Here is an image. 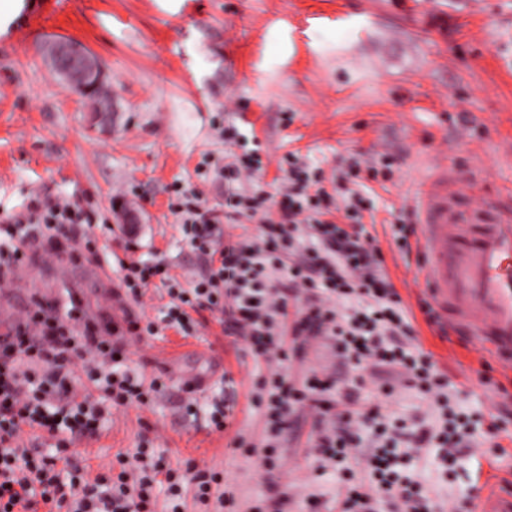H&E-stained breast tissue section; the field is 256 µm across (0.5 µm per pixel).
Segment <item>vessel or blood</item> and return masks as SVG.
Masks as SVG:
<instances>
[{"mask_svg":"<svg viewBox=\"0 0 512 512\" xmlns=\"http://www.w3.org/2000/svg\"><path fill=\"white\" fill-rule=\"evenodd\" d=\"M425 286L438 310L461 333L484 338L512 361V221L493 205L478 212L460 207L438 181L421 216ZM477 512H512V497L474 491Z\"/></svg>","mask_w":512,"mask_h":512,"instance_id":"vessel-or-blood-1","label":"vessel or blood"}]
</instances>
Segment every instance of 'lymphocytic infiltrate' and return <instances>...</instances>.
I'll list each match as a JSON object with an SVG mask.
<instances>
[{"label":"lymphocytic infiltrate","mask_w":512,"mask_h":512,"mask_svg":"<svg viewBox=\"0 0 512 512\" xmlns=\"http://www.w3.org/2000/svg\"><path fill=\"white\" fill-rule=\"evenodd\" d=\"M224 144L226 161L214 170L224 184L223 216L180 188L170 203L185 241L205 263L191 287L180 285L166 261L124 262L112 294L121 320H87L81 300L66 294L35 302L0 341V512H183L189 486L210 512H237L223 472L162 468L148 435L92 479L65 452L97 435L113 409L145 405L158 388L130 366V340L170 329L192 335V315L204 309L223 315L225 335L267 366L256 397L262 435L250 448L269 486L257 512H290L278 477L285 437L304 413L314 419L308 455L319 468L344 473L340 512H472L468 499L440 508L404 465L434 448L438 467L448 470L460 449L483 447L486 436L451 406L447 379L416 344L382 250L362 227L371 201L354 183L364 160L345 158L326 187L318 169L289 155L274 202L249 187L264 164L258 151H246L245 135L227 126ZM246 221L261 225L259 236L223 241L224 224ZM5 233L4 271L36 252L78 260L77 244L91 239L94 227L76 205L56 199L7 220ZM155 283L169 297L156 321L134 309ZM319 350L327 364L290 376L291 361ZM404 387L425 396L429 419L391 413ZM28 429L54 440L55 453L28 448Z\"/></svg>","instance_id":"lymphocytic-infiltrate-1"}]
</instances>
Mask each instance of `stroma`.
Masks as SVG:
<instances>
[{
    "label": "stroma",
    "instance_id": "stroma-1",
    "mask_svg": "<svg viewBox=\"0 0 512 512\" xmlns=\"http://www.w3.org/2000/svg\"><path fill=\"white\" fill-rule=\"evenodd\" d=\"M512 0H18L0 22V217L26 211L34 196L76 199L97 225L108 263L45 265L30 256L23 281L0 289V321L17 322L34 301L71 291L90 318L118 319L112 290L120 261L163 253L181 281L203 261L181 239L169 208L175 186L224 208V185L209 162L224 153L225 117H243L269 159L254 188L275 193L277 163L297 150L325 175L340 157L359 153L390 172L363 174L372 189L369 233L385 268L415 316L418 339L447 374L461 412L488 429L497 384L512 393V365L482 339L441 334L420 309L424 252L418 236L400 254L391 243L396 217L419 211L437 170L477 209L499 199L512 216ZM82 44L102 63L112 109L96 112L48 66L55 39ZM194 335L174 332L132 340L130 360L165 382L146 407L113 411L99 438L74 447L79 465L102 472L117 453L153 430L161 465L189 462L226 471L241 512L268 495L255 459L231 455L235 434L258 441L262 420L252 387L263 372L224 334L219 314L202 311ZM489 361L493 384L476 374ZM236 404L225 433L207 426L208 408L185 415L187 376L204 394ZM310 418L286 436L281 485L306 484L321 512H332L341 473L322 472L306 455ZM412 468L437 498H460L488 482L512 493V427L496 444L464 451L441 473L428 460Z\"/></svg>",
    "mask_w": 512,
    "mask_h": 512
}]
</instances>
